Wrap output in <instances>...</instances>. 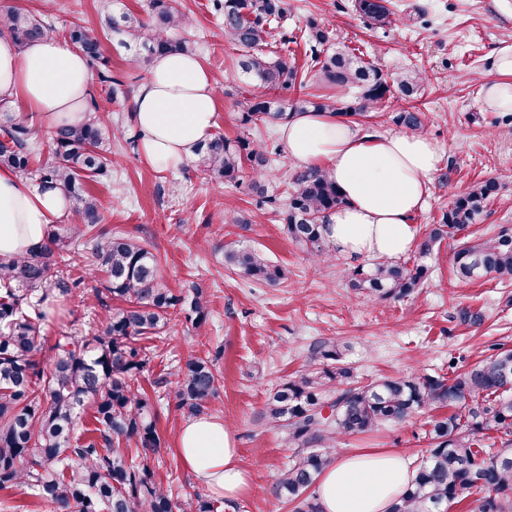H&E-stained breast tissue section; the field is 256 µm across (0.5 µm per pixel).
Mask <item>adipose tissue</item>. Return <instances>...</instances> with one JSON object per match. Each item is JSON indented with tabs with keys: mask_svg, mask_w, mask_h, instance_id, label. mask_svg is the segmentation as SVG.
<instances>
[{
	"mask_svg": "<svg viewBox=\"0 0 512 512\" xmlns=\"http://www.w3.org/2000/svg\"><path fill=\"white\" fill-rule=\"evenodd\" d=\"M90 88L84 55L65 41L48 36L20 48L9 36L0 37V101L21 105L49 127L75 124L87 110ZM483 102L487 109L512 112L511 37L495 50ZM216 113L214 79L201 58L155 56L132 99L130 120L141 134L142 160L160 171L187 164L211 137ZM278 133L293 162L326 170L346 199L326 219V236L338 254L398 259L410 250L413 218L439 163L433 141L421 134L383 136L332 112L292 113ZM69 207L59 184L31 185L0 167V260L42 246ZM178 456L214 498L235 501L252 488L224 423L189 420ZM415 477L396 452L338 453L320 475L316 494L322 512H390Z\"/></svg>",
	"mask_w": 512,
	"mask_h": 512,
	"instance_id": "1",
	"label": "adipose tissue"
}]
</instances>
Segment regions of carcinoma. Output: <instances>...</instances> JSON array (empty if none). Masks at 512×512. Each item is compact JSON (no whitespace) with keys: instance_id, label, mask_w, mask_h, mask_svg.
I'll use <instances>...</instances> for the list:
<instances>
[{"instance_id":"carcinoma-1","label":"carcinoma","mask_w":512,"mask_h":512,"mask_svg":"<svg viewBox=\"0 0 512 512\" xmlns=\"http://www.w3.org/2000/svg\"><path fill=\"white\" fill-rule=\"evenodd\" d=\"M224 18V40L244 52L240 68L264 89L237 100L241 135L228 139L218 133L196 150L201 172L224 183H238L245 167L253 174L251 190L273 205L286 235L310 258L328 262L336 250L325 236L327 215L345 204L329 175L300 167L285 179V202L266 194L261 179L268 176L279 146L268 148L252 138L261 124L282 123L292 112H335L368 117L390 94L416 99L424 85L422 73L406 69L383 73L335 42L327 28L307 20L302 39L305 62L268 50L272 23L286 17V0H215ZM355 9L376 28L391 27L397 18L382 0H355ZM185 24L176 0H149L147 18L128 13H101L105 32L123 35L139 59L156 55L192 54L194 48L172 32ZM23 46L48 34L52 26L17 8L0 11V34ZM66 37L89 61L101 59L98 41L84 28ZM99 83L112 97L123 80L105 69ZM309 87L322 94H304L293 107L267 96L269 91ZM86 120L61 124L43 141L35 126L0 112V165L28 171L31 155L49 147L51 160L40 180L58 182L77 204L79 224H62L49 232L38 250L0 262V490L25 486L56 512H218L217 501L199 491L173 497L172 488L155 478L150 456L161 451L157 416L148 393L135 387L154 354L138 339L158 336L170 312H179L192 326L207 323L209 310L203 289L194 284L174 292L162 286L158 259L150 245L120 231L97 229L99 203L86 178L107 173L106 143L125 137L112 117L88 101ZM390 121L410 133L424 131L420 112L404 109ZM497 191L484 181L456 195L439 224L431 225L419 243L426 257L443 240L455 238L477 223ZM82 246L81 257L93 277L94 305L101 327L93 336L71 332L47 344L44 323L63 306L80 280L68 276L71 245ZM224 261L252 281L275 285L282 268L251 248L225 250ZM453 269L461 281L491 277L512 279V225L463 241L453 253ZM430 267L400 260L359 264L349 271L348 288L375 300H402L423 286ZM221 351L191 355L171 376L175 404L190 419L206 415L219 387L215 363ZM93 410L95 439L79 431L76 410ZM328 405L332 416L319 408ZM426 407L448 408L432 417L426 431L428 456L417 467L414 483L391 512H449L465 493L475 491L470 512H512V348L495 352L461 372L431 375L417 370L404 376L371 381L357 379L345 360V347L334 341L314 346L308 363L293 377L272 388L262 416L288 433L293 456L277 472L276 497L293 505V512H321L311 488L331 462L340 436L369 437L387 424L406 422ZM504 437L502 448L491 434ZM142 449V460L129 449Z\"/></svg>"}]
</instances>
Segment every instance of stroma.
Returning <instances> with one entry per match:
<instances>
[{"mask_svg":"<svg viewBox=\"0 0 512 512\" xmlns=\"http://www.w3.org/2000/svg\"><path fill=\"white\" fill-rule=\"evenodd\" d=\"M288 19L274 37L298 35L308 19L316 18L340 44L386 73L416 67L427 85L416 107L423 114L424 134L437 146L440 162L431 175L427 204L413 222L417 232L440 223L453 194L492 179L499 194L483 217V226L512 225V123L502 113L487 110L481 87L489 77V55L499 40L512 33V0H389L400 16L396 26L371 27L353 0H287ZM99 0H0V8L18 7L42 18L57 30L84 26L101 39L105 60L130 87L146 77V67L117 38L102 35ZM186 17L181 37L192 42L215 80L216 132L233 139L240 133L236 102L251 90L249 77L234 65L239 55L224 40L223 19L212 0H178ZM108 176L90 183L100 204L105 230L149 241L159 259L163 282L181 289L200 283L210 318L194 329L184 316H173L165 334L145 339L155 351L140 375L144 388L154 389V407L162 438L158 481L178 488L201 484L181 465L178 439L185 423L176 410L173 387L155 388V381L184 363L189 355L218 349L224 387L211 402L213 418L231 425L234 445L252 475V489L221 512H292L272 493V477L291 454L286 432L271 428L260 417L266 391L306 363L319 340L347 344V359L358 377L400 376L421 367L432 374L462 370L491 354L497 344L512 346V283L482 278L460 281L453 273V240L438 247L437 256L420 257L410 249L409 263L425 262L431 274L423 288L399 301H376L347 288L353 258L339 257L315 265L304 249L290 240L278 214L250 188V176L236 184L201 175L184 179L182 170L158 171L142 163L125 142L112 145ZM229 212L244 213L247 227L228 224ZM236 243L280 265L285 277L278 284L242 280L224 265V247ZM71 275L83 278L81 290L66 301L62 312L45 322L48 341L98 325L92 306L94 284L80 254H73ZM429 412L402 424L383 427L375 438L344 437L339 450L391 448L412 462L429 448Z\"/></svg>","mask_w":512,"mask_h":512,"instance_id":"1","label":"stroma"}]
</instances>
